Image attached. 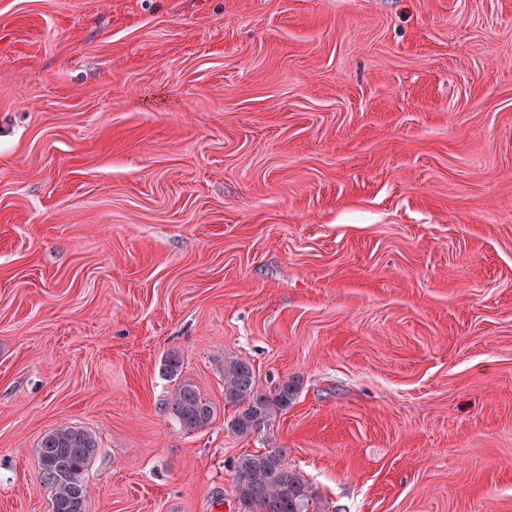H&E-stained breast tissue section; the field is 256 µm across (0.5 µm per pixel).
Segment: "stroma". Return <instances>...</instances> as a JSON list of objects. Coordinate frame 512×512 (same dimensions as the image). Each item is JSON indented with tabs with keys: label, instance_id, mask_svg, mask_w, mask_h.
<instances>
[{
	"label": "stroma",
	"instance_id": "1",
	"mask_svg": "<svg viewBox=\"0 0 512 512\" xmlns=\"http://www.w3.org/2000/svg\"><path fill=\"white\" fill-rule=\"evenodd\" d=\"M180 378L211 402L188 432ZM299 393L228 431L224 360ZM512 512V0H0V512ZM167 408L179 426L188 432L207 427L214 418V408L210 402L189 381H182L176 386ZM98 449L94 434L80 426L63 425L42 437L38 458L51 512L89 511L85 476ZM237 512H319L309 509L318 493L288 464L283 451L244 454L235 464Z\"/></svg>",
	"mask_w": 512,
	"mask_h": 512
}]
</instances>
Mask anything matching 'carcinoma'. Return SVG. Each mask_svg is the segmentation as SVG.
Wrapping results in <instances>:
<instances>
[{"label":"carcinoma","mask_w":512,"mask_h":512,"mask_svg":"<svg viewBox=\"0 0 512 512\" xmlns=\"http://www.w3.org/2000/svg\"><path fill=\"white\" fill-rule=\"evenodd\" d=\"M224 405L234 409L225 428L240 437L270 429L295 401L299 385L293 379L274 391L259 387L253 367L236 357L224 360ZM173 419L188 432L207 427L214 408L196 387L180 382L167 402ZM99 449L94 434L63 425L45 434L38 447L44 485L51 489V512H88L86 472ZM237 512H312L317 499L313 484L288 464L280 450L244 454L235 464Z\"/></svg>","instance_id":"cac0c4a2"}]
</instances>
